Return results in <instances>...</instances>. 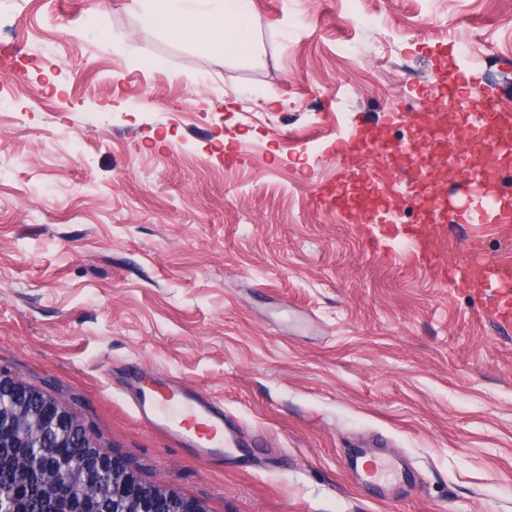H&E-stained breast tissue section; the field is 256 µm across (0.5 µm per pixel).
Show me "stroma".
I'll return each instance as SVG.
<instances>
[{"instance_id": "obj_1", "label": "stroma", "mask_w": 512, "mask_h": 512, "mask_svg": "<svg viewBox=\"0 0 512 512\" xmlns=\"http://www.w3.org/2000/svg\"><path fill=\"white\" fill-rule=\"evenodd\" d=\"M253 5L245 62L138 0H0V370L212 512H512V332L447 278L512 226L450 230L429 266L317 201L360 113L406 135L437 71L512 83V23L483 0ZM136 367L223 404L232 459L141 421ZM374 436L371 491L349 470Z\"/></svg>"}]
</instances>
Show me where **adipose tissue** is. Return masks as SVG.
<instances>
[{"label": "adipose tissue", "mask_w": 512, "mask_h": 512, "mask_svg": "<svg viewBox=\"0 0 512 512\" xmlns=\"http://www.w3.org/2000/svg\"><path fill=\"white\" fill-rule=\"evenodd\" d=\"M146 16L174 36L205 45L223 44L227 53L255 60L260 21L253 0H149Z\"/></svg>", "instance_id": "ef3b65f1"}]
</instances>
